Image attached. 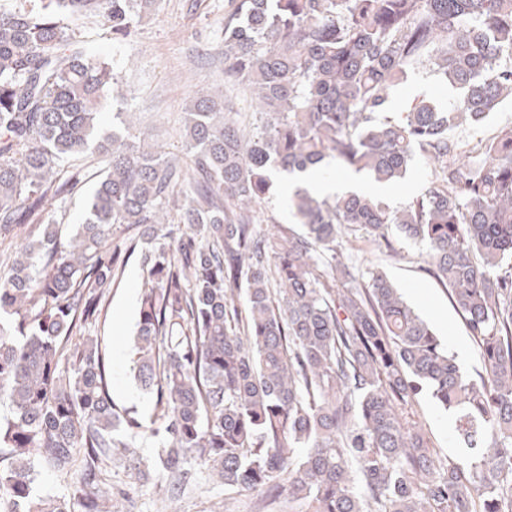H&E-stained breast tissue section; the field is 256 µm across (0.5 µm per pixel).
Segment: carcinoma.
<instances>
[{"label": "carcinoma", "mask_w": 512, "mask_h": 512, "mask_svg": "<svg viewBox=\"0 0 512 512\" xmlns=\"http://www.w3.org/2000/svg\"><path fill=\"white\" fill-rule=\"evenodd\" d=\"M37 2L0 10V237L32 235L0 267V512H112L105 481L145 436L159 449L139 481L195 464L298 512H512V126L469 150L448 137L512 100V0H230L224 75L251 90L256 122L197 90L185 167L128 124L99 128L119 79L77 32L96 16L129 39L155 0ZM425 61L457 104L380 118ZM89 150L99 179L65 242L46 203ZM417 156L432 187L400 211L298 189L290 223H252L274 169L331 159L383 184ZM389 225L426 248L480 348L476 376L386 274L341 260L348 232ZM134 254L147 423L112 402L98 337L73 340ZM423 391L468 456L408 416ZM44 471L71 477L68 494H37Z\"/></svg>", "instance_id": "cac0c4a2"}]
</instances>
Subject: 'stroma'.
I'll return each instance as SVG.
<instances>
[{
	"mask_svg": "<svg viewBox=\"0 0 512 512\" xmlns=\"http://www.w3.org/2000/svg\"><path fill=\"white\" fill-rule=\"evenodd\" d=\"M228 0H158L153 18L144 20L133 41L116 38L95 18L78 24L80 37L92 54L109 63L119 77V92L108 98L101 111L102 126H111L115 113L132 115L137 129L151 143L169 147L175 154L185 148V107L200 87L223 91L242 119L251 116L248 96L232 87L224 76V12ZM459 91L438 80L432 66L422 63L411 70L408 81L389 93L391 112H406L419 100L450 107ZM66 170L79 179L68 195L55 204L56 222L63 236H70L82 215V205L96 181L93 159L68 160ZM432 173L423 160H415L406 178L380 188L391 209L404 207L424 193ZM361 273L384 272L405 300L433 328L444 346L462 344L455 359L462 370L475 373L481 367L480 350L471 338L447 288L430 272L423 247L405 240L396 231L386 239L361 236L350 250ZM144 280L137 258H130L122 281L110 290L104 313L94 329L111 359V395L116 407L146 419L153 400L139 391L128 358L127 342L139 317ZM409 414L430 431L441 454L456 453L454 423L429 397L420 393ZM162 487L149 481L131 488L124 468L112 472V504L119 512H162Z\"/></svg>",
	"mask_w": 512,
	"mask_h": 512,
	"instance_id": "1",
	"label": "stroma"
}]
</instances>
